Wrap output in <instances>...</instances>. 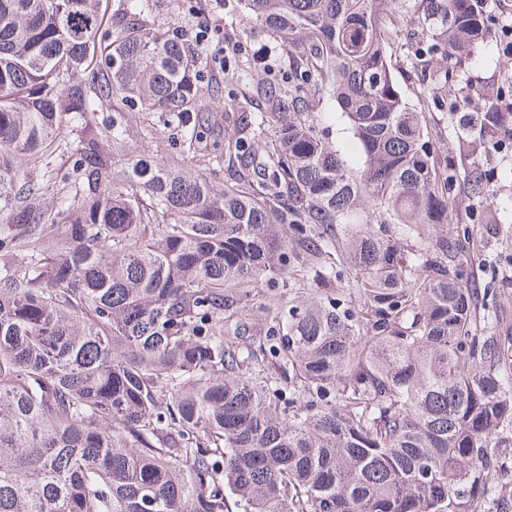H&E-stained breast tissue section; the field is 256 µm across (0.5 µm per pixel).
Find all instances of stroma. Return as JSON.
Here are the masks:
<instances>
[{
    "mask_svg": "<svg viewBox=\"0 0 512 512\" xmlns=\"http://www.w3.org/2000/svg\"><path fill=\"white\" fill-rule=\"evenodd\" d=\"M183 0H158L152 16L155 26L177 28L186 36H194L198 27L211 28L210 43L201 48V77L213 90L215 124L212 139L224 138L225 124L243 112H263L267 106L258 99L257 85L267 73L252 66L253 58L262 57L278 67H287L288 56L279 42L260 27L244 28L237 21L238 0H195L196 10L187 13ZM422 10V0H406L405 12L388 16L384 25L399 29L401 51L393 53L391 67L406 101L423 105L432 127L434 152L439 160H454L460 177L448 199V222L469 232L470 240L460 258L469 281L484 285L494 281L499 295L493 299L496 322L491 330L499 340L512 339V152H496L492 145L476 144L474 151H460L459 114L456 102L472 99L474 111H484L489 92L505 89L512 101V72L505 64L502 48L487 36L474 52L453 59L439 60L436 67H414L403 52L404 46L418 39L419 29L411 19ZM223 49L225 58L238 63L237 78L214 73L212 56ZM450 70L448 82L435 81V70ZM309 119L347 166L359 169L362 159L357 153L348 123L329 100L313 101L308 106ZM131 137L137 149L150 156H160L171 162L190 163L176 135L163 126L153 132L134 127ZM480 174L490 191L487 202L476 203L468 193L471 174Z\"/></svg>",
    "mask_w": 512,
    "mask_h": 512,
    "instance_id": "1",
    "label": "stroma"
}]
</instances>
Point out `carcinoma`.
I'll list each match as a JSON object with an SVG mask.
<instances>
[{
  "label": "carcinoma",
  "instance_id": "1",
  "mask_svg": "<svg viewBox=\"0 0 512 512\" xmlns=\"http://www.w3.org/2000/svg\"><path fill=\"white\" fill-rule=\"evenodd\" d=\"M239 2L292 66L211 148L199 56L153 0H116L107 44L100 0H0V512H481L512 371L448 241L457 172L391 69L402 0ZM416 23L420 63L486 36L480 0ZM320 91L356 173L308 120ZM156 113L193 166L129 142ZM460 123L489 143L512 112ZM65 128L74 182L31 178Z\"/></svg>",
  "mask_w": 512,
  "mask_h": 512
}]
</instances>
